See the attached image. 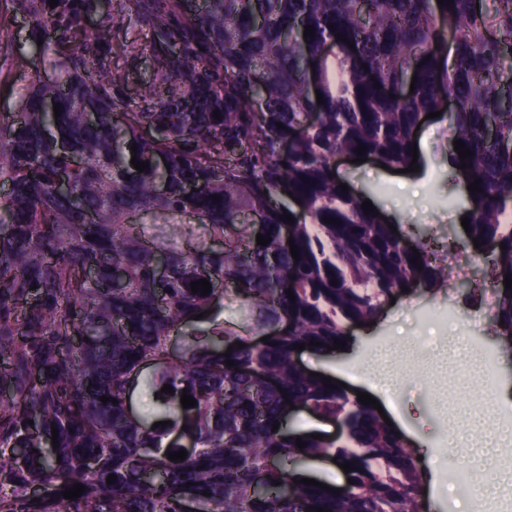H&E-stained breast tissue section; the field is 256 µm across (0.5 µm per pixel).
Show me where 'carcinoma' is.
<instances>
[{
    "instance_id": "carcinoma-1",
    "label": "carcinoma",
    "mask_w": 512,
    "mask_h": 512,
    "mask_svg": "<svg viewBox=\"0 0 512 512\" xmlns=\"http://www.w3.org/2000/svg\"><path fill=\"white\" fill-rule=\"evenodd\" d=\"M95 7L0 0V18L26 30L17 46L0 28V50L55 73L0 114V512H425L404 436L309 375L294 345L324 351L411 282L452 278L425 242L414 265L333 164L362 143L406 168L422 116L441 111L451 171L481 180L464 215L468 238L495 244L490 322L512 359V0H203L192 13L186 0H112L108 19L146 29V46L89 35ZM146 50L152 79L131 98L112 59ZM200 279L205 297L190 290ZM141 389L147 415L130 407ZM184 391L197 406L182 407ZM293 406L342 436L288 426ZM319 458L355 466L352 483L299 482L302 460ZM76 483L82 495L64 498Z\"/></svg>"
}]
</instances>
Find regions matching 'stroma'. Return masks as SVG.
Here are the masks:
<instances>
[{"instance_id":"1","label":"stroma","mask_w":512,"mask_h":512,"mask_svg":"<svg viewBox=\"0 0 512 512\" xmlns=\"http://www.w3.org/2000/svg\"><path fill=\"white\" fill-rule=\"evenodd\" d=\"M447 135V122L437 118L430 119L422 127L419 140L427 145V173L425 185L419 189L397 190L388 171L371 160L360 164L343 161L337 165L339 177L400 224L407 239L427 242L438 254L452 253L461 247V217L466 205L462 192L455 190L450 180L444 149ZM487 273L483 258L460 263L449 285L433 290L414 287L407 295L397 297L394 304L386 306L375 325L351 328L348 355L306 351L301 358L308 368L325 373L345 383L348 390L355 391L359 388L354 378L355 368L368 367L369 357L379 346L405 347L408 359L413 360L416 367L432 372L430 383L421 385L411 380L397 392L385 394L374 388L370 394L378 400L390 421L402 424L410 440L422 441L428 455L436 456L435 445L446 435L448 420L435 413L433 400L445 401L455 416L460 417L474 414L486 402L487 394L479 378L434 373L433 359L420 355L419 346L428 336L447 342L454 330L431 326L421 332L414 317L462 305L467 297L478 291Z\"/></svg>"}]
</instances>
